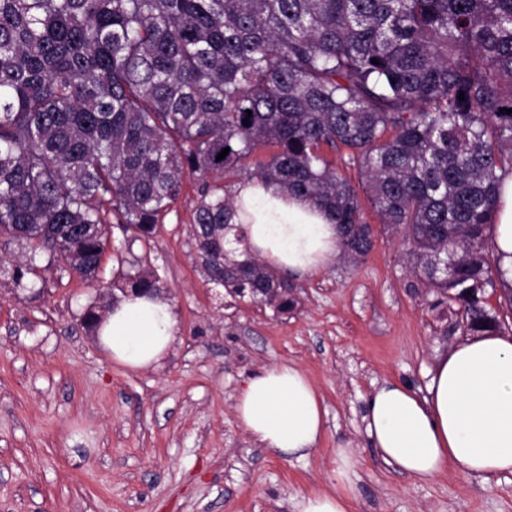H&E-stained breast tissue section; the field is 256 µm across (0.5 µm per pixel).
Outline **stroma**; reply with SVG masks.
Instances as JSON below:
<instances>
[{"instance_id":"35a3bbf8","label":"stroma","mask_w":512,"mask_h":512,"mask_svg":"<svg viewBox=\"0 0 512 512\" xmlns=\"http://www.w3.org/2000/svg\"><path fill=\"white\" fill-rule=\"evenodd\" d=\"M202 180L186 175L152 237L112 225L98 277L146 267L163 282L179 333L156 368L113 360L83 324L95 286L58 256L25 272L24 241L0 234V512H292L336 488V451L361 459L352 512H512V474L449 467L431 482L393 471L364 416L388 382L425 395L429 371L466 339L462 318L412 273L403 234L369 254L289 277L288 313L241 303L206 282L192 234ZM22 285H15V277ZM291 362L324 399L325 433L303 461L255 444L234 406L246 381Z\"/></svg>"}]
</instances>
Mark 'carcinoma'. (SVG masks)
<instances>
[{
    "label": "carcinoma",
    "mask_w": 512,
    "mask_h": 512,
    "mask_svg": "<svg viewBox=\"0 0 512 512\" xmlns=\"http://www.w3.org/2000/svg\"><path fill=\"white\" fill-rule=\"evenodd\" d=\"M508 109L512 0H0V233L96 281L110 216L147 235L195 174L208 281L285 313L293 299L266 295L288 284L230 223L224 177L327 208L353 258L372 247L364 196L467 332H501L467 288L506 283L487 230L512 174Z\"/></svg>",
    "instance_id": "obj_1"
}]
</instances>
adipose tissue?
I'll return each instance as SVG.
<instances>
[{"label":"adipose tissue","instance_id":"adipose-tissue-1","mask_svg":"<svg viewBox=\"0 0 512 512\" xmlns=\"http://www.w3.org/2000/svg\"><path fill=\"white\" fill-rule=\"evenodd\" d=\"M493 220L495 254L512 279V175L501 182ZM232 221L252 253L284 273H318L342 249L327 210L259 180L237 185ZM177 333L171 305L147 295L121 298L98 330L113 360L134 370L158 365ZM235 415L250 438L289 461L316 448L326 409L307 374L283 363L248 380ZM367 430L386 464L420 482L451 465L486 480L512 473V340L484 333L454 344L432 370L426 396L381 386L369 401ZM359 465L352 451L337 449L335 491L296 495L293 512H351Z\"/></svg>","mask_w":512,"mask_h":512}]
</instances>
